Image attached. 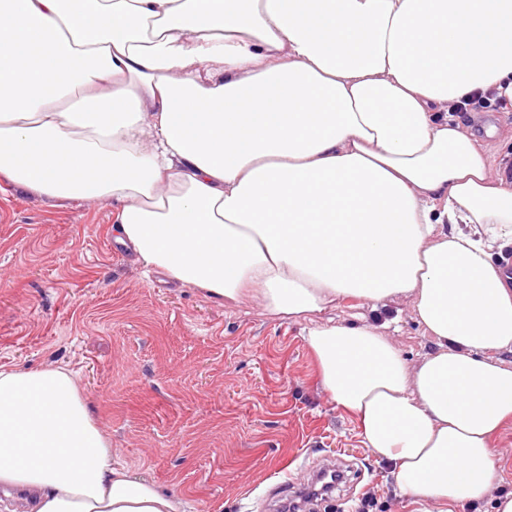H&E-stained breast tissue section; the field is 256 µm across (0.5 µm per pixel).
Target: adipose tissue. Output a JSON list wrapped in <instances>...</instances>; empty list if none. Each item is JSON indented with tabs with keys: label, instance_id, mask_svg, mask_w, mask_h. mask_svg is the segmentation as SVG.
Instances as JSON below:
<instances>
[{
	"label": "adipose tissue",
	"instance_id": "adipose-tissue-1",
	"mask_svg": "<svg viewBox=\"0 0 512 512\" xmlns=\"http://www.w3.org/2000/svg\"><path fill=\"white\" fill-rule=\"evenodd\" d=\"M488 91L512 107V0H0V177L111 200L144 270L307 323L413 512H512V176L455 115ZM346 297L408 300L433 351L321 320ZM1 487L183 508L113 465L64 366L0 368ZM495 447L499 448L504 462L502 477L504 478V488L512 489V423L504 429L495 441Z\"/></svg>",
	"mask_w": 512,
	"mask_h": 512
}]
</instances>
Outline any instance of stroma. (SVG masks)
Returning <instances> with one entry per match:
<instances>
[{
	"instance_id": "obj_1",
	"label": "stroma",
	"mask_w": 512,
	"mask_h": 512,
	"mask_svg": "<svg viewBox=\"0 0 512 512\" xmlns=\"http://www.w3.org/2000/svg\"><path fill=\"white\" fill-rule=\"evenodd\" d=\"M463 120L492 157L512 139L501 106ZM114 236L111 201H49L0 179V367L77 372L113 461L187 512H281L290 484L332 460L351 486L304 512H355L368 495L403 512L389 468L322 390L303 324L144 275ZM327 315L389 321L412 363L433 349L401 299L374 311L348 297Z\"/></svg>"
}]
</instances>
